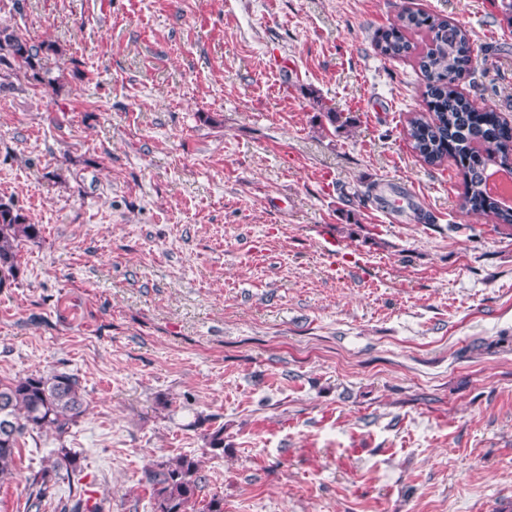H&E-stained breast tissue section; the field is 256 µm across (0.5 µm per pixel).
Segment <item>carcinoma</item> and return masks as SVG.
I'll return each mask as SVG.
<instances>
[{
    "label": "carcinoma",
    "instance_id": "cac0c4a2",
    "mask_svg": "<svg viewBox=\"0 0 512 512\" xmlns=\"http://www.w3.org/2000/svg\"><path fill=\"white\" fill-rule=\"evenodd\" d=\"M378 47L390 58L412 57L423 76L428 112L407 118L405 137L413 152L429 166H439L453 150L462 165L461 207L491 214L512 226V206L489 201L484 174L512 156V126L481 112L459 90L471 73V49L465 30L437 16L404 8L398 22L384 30ZM56 53L52 43L32 44L16 30L0 27V70L40 76L43 61ZM40 235L10 203L0 201V288L11 285L20 271L19 244ZM85 412L79 378L65 371L0 379V479L13 477L15 457L26 437L43 432L62 436ZM80 472L76 454L60 448L48 464L26 478L27 512H41L52 502L59 481ZM153 512H189L196 504L202 476L200 463L181 455L152 464L144 471ZM57 512H105L104 504L87 505L81 497L58 502Z\"/></svg>",
    "mask_w": 512,
    "mask_h": 512
}]
</instances>
